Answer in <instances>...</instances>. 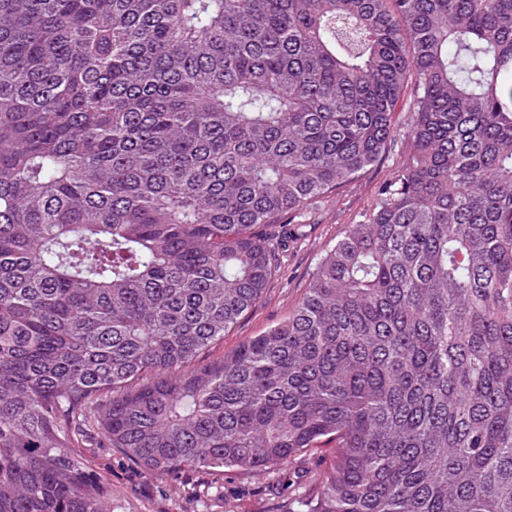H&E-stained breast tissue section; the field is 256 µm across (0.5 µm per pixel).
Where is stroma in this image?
Masks as SVG:
<instances>
[{"label":"stroma","mask_w":512,"mask_h":512,"mask_svg":"<svg viewBox=\"0 0 512 512\" xmlns=\"http://www.w3.org/2000/svg\"><path fill=\"white\" fill-rule=\"evenodd\" d=\"M407 123V113H397L395 137L385 154L316 202L301 233L290 234L281 248L279 268L260 301L212 347L210 359L231 353L297 307L326 250L344 236L349 225L364 220L382 188L401 168ZM86 455L94 472L112 484V512H288L292 501L309 493L315 473L324 468L330 453L303 455L273 470L227 469L211 476L150 475L112 448H91Z\"/></svg>","instance_id":"stroma-1"}]
</instances>
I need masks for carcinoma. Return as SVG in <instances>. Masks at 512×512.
I'll return each instance as SVG.
<instances>
[{"instance_id":"obj_1","label":"carcinoma","mask_w":512,"mask_h":512,"mask_svg":"<svg viewBox=\"0 0 512 512\" xmlns=\"http://www.w3.org/2000/svg\"><path fill=\"white\" fill-rule=\"evenodd\" d=\"M407 159L288 319L275 242ZM334 455L289 512H512V0H0V512Z\"/></svg>"}]
</instances>
